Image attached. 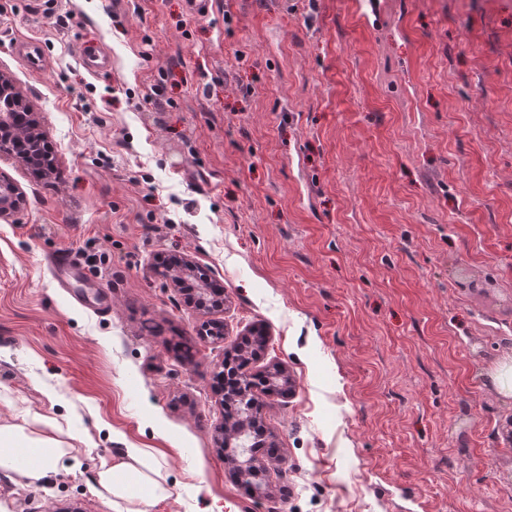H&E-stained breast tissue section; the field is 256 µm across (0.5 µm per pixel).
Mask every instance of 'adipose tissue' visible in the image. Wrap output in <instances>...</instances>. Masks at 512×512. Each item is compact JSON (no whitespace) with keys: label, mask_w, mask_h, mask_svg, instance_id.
I'll use <instances>...</instances> for the list:
<instances>
[{"label":"adipose tissue","mask_w":512,"mask_h":512,"mask_svg":"<svg viewBox=\"0 0 512 512\" xmlns=\"http://www.w3.org/2000/svg\"><path fill=\"white\" fill-rule=\"evenodd\" d=\"M145 455L144 449L132 446L126 448L120 461L102 465L99 470V493L114 512H124L122 505L126 502L148 505L168 497V488L139 470ZM78 464L77 457L61 441L13 425H0V469L35 482L52 473L71 471Z\"/></svg>","instance_id":"obj_1"}]
</instances>
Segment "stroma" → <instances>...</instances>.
<instances>
[{
	"mask_svg": "<svg viewBox=\"0 0 512 512\" xmlns=\"http://www.w3.org/2000/svg\"><path fill=\"white\" fill-rule=\"evenodd\" d=\"M0 72L53 147L42 177L0 156L26 195L0 221V424L82 461L0 469V512H113L97 471L132 445L171 491L147 512H512V399L488 377L512 359V0H0ZM59 252L100 256L110 311L57 286ZM160 254L223 285L224 339ZM255 324L249 371L293 377L263 409L260 498L213 386ZM156 272L175 285L189 276L196 277L202 285L210 281L208 270L190 258H184L174 265L157 266Z\"/></svg>",
	"mask_w": 512,
	"mask_h": 512,
	"instance_id": "stroma-1",
	"label": "stroma"
}]
</instances>
